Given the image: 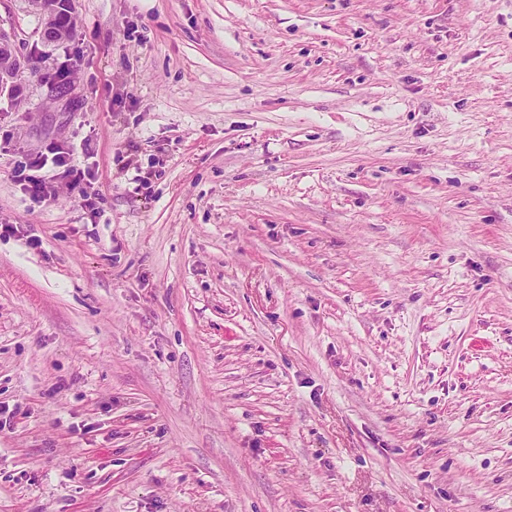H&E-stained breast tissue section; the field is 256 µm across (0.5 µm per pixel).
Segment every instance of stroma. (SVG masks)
<instances>
[{
	"label": "stroma",
	"instance_id": "1",
	"mask_svg": "<svg viewBox=\"0 0 512 512\" xmlns=\"http://www.w3.org/2000/svg\"><path fill=\"white\" fill-rule=\"evenodd\" d=\"M73 16L0 0V512H512V0ZM57 12V3H52V6L43 15V27L41 30V37L45 43H54L64 38V35L58 31L55 25V16ZM59 22L62 28L66 31L64 41L69 40L74 33V20L70 12H62L59 14ZM30 68L29 55L22 52L16 33L0 27V98L8 99L19 87L25 88V77ZM9 100L18 107L24 100V94L19 91Z\"/></svg>",
	"mask_w": 512,
	"mask_h": 512
}]
</instances>
